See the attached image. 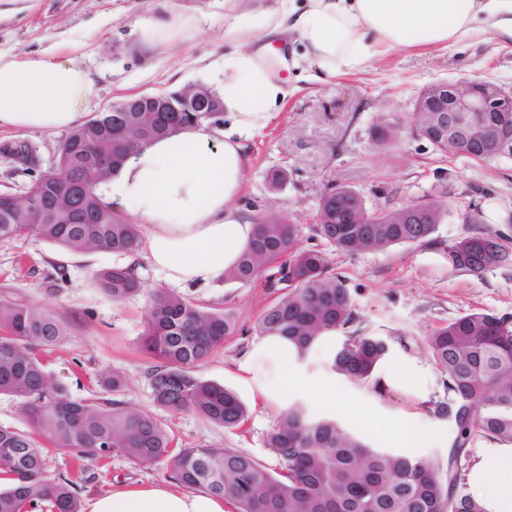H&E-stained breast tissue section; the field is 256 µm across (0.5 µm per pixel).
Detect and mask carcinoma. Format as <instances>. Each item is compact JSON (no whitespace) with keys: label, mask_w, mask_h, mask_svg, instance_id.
Masks as SVG:
<instances>
[{"label":"carcinoma","mask_w":512,"mask_h":512,"mask_svg":"<svg viewBox=\"0 0 512 512\" xmlns=\"http://www.w3.org/2000/svg\"><path fill=\"white\" fill-rule=\"evenodd\" d=\"M115 113L102 112L74 129L62 144L55 171L34 182L27 203L15 210L12 198H0V240L36 235L75 254L107 250L130 256L141 245L140 227L106 204L94 186L69 203L73 187L97 157L127 156L169 136L197 116L160 112L137 128L130 142L112 131ZM441 153L473 155L485 161L498 152L461 142L433 143ZM430 224H398L394 212L374 209L352 190L332 188L320 203L314 232L340 252L381 250L393 245L432 242L445 204L423 205ZM357 219L346 223V216ZM299 228L283 220L257 224L255 234L224 279L249 284L266 275L276 299L259 317L254 331L288 342L304 359L327 334L352 329L331 358L332 370L346 379L384 388L376 376L390 355L382 337L356 328L345 276L333 272L324 250L298 245ZM470 247H461V242ZM446 247L448 268L479 274L512 257L499 235L487 228ZM115 302L141 292L138 263H116L95 275ZM141 348L154 359L148 370L152 402L173 412L189 411L226 429H237L248 412L236 393L206 380L199 370L224 339L246 329L220 309L205 308L173 292L147 295ZM67 336L65 324L39 306L0 300V395L19 399L32 430L0 427V512H82L78 490L96 479L46 475L47 438L55 451L79 458H107L116 451L139 465L166 464L177 485L201 491L236 506L237 512H487L483 502L464 491V478L451 479L436 460L373 448L344 430L336 420L316 416L294 403L281 412L267 435L276 461L271 468L239 448H175L165 423L153 412L133 409L118 399L122 374L99 371L96 383L110 398H74L47 366L46 355ZM426 350L440 373L446 399L433 413L456 424L453 449H466L481 435L512 444V319L472 311L432 330Z\"/></svg>","instance_id":"1"}]
</instances>
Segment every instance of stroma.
Segmentation results:
<instances>
[{
  "mask_svg": "<svg viewBox=\"0 0 512 512\" xmlns=\"http://www.w3.org/2000/svg\"><path fill=\"white\" fill-rule=\"evenodd\" d=\"M172 10L191 15L196 26L188 38L147 47L135 23ZM81 41L78 61L95 76L99 96L86 117L133 94L169 93L189 85L216 89L224 54V0H34L29 10L0 18V53L41 54L60 42ZM290 93L268 127L247 143L246 187L236 206L252 216L272 211L299 225L300 246L313 245L319 202L327 188L349 187L371 207H397L450 190L448 214L431 244H400L384 250L343 253L327 248L332 267L348 280L364 330L388 336L395 345L378 374L388 388L347 380L330 368L341 335L319 343L292 369L305 381L336 388L332 404L309 402L300 390L261 400L239 363L261 341L252 328L274 296L263 281L243 285L217 279L206 287H182L195 303L233 312L246 334L232 336L200 370L202 377L235 391L248 419L239 429L210 424L190 412H163L162 420L177 446L240 448L276 461L266 437L290 403H309L313 412L334 418L371 446L404 452L397 427L416 434L412 454L444 462L455 435L452 419L436 418L431 408L444 397L440 375L424 345L429 332L484 309L512 317V261L482 274L448 268L446 247L487 226L501 234L512 251V152L488 162L441 154L413 132L414 103L429 84L441 79L483 80L512 90V39L478 32L445 49L396 51L375 58L362 71L314 78L305 68L286 70ZM395 134L377 140L382 119ZM61 131L0 130V192L24 193L38 174L55 166ZM25 143L37 166L22 171L5 152ZM288 179L272 185L274 171ZM141 265L144 294L112 301L95 274L118 263L107 251L73 254L33 235L0 240V299L40 305L63 319L69 334L50 358V370L76 397L101 395L92 373L115 370L127 380L121 398L127 406L153 410L147 371L153 361L140 348L145 329L146 293L169 285L148 259ZM96 480L82 500L124 487L167 483L165 465L142 466L115 455L89 462Z\"/></svg>",
  "mask_w": 512,
  "mask_h": 512,
  "instance_id": "35a3bbf8",
  "label": "stroma"
}]
</instances>
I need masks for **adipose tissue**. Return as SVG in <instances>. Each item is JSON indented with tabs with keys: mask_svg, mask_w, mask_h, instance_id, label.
<instances>
[{
	"mask_svg": "<svg viewBox=\"0 0 512 512\" xmlns=\"http://www.w3.org/2000/svg\"><path fill=\"white\" fill-rule=\"evenodd\" d=\"M223 80L218 97L224 128L202 121L131 154L100 186L105 203L140 225L151 264L174 285L204 286L238 260L255 232L236 199L247 176L244 140L264 129L288 90L263 36L293 31L301 58L333 77L363 70L382 53L445 47L478 27L512 36V0H274L237 9L226 0ZM192 19L164 12L138 26L150 47L188 36ZM76 45L53 55H0V128L64 130L78 125L99 88L79 64ZM287 342L266 339L241 363L268 367L263 399L303 386ZM488 512H512V451L485 457L474 473ZM224 499L169 486L114 490L92 498L88 512H225Z\"/></svg>",
	"mask_w": 512,
	"mask_h": 512,
	"instance_id": "obj_1",
	"label": "adipose tissue"
}]
</instances>
